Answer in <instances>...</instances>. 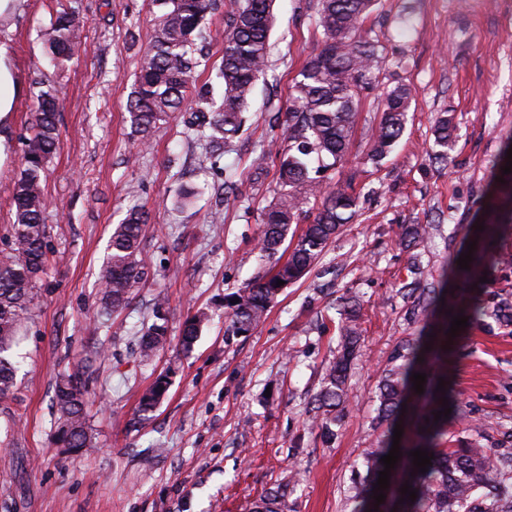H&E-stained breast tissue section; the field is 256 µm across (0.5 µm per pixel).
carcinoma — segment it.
I'll return each instance as SVG.
<instances>
[{"instance_id":"obj_1","label":"carcinoma","mask_w":512,"mask_h":512,"mask_svg":"<svg viewBox=\"0 0 512 512\" xmlns=\"http://www.w3.org/2000/svg\"><path fill=\"white\" fill-rule=\"evenodd\" d=\"M380 0H317L315 25L322 29L319 50L304 62L294 79L284 112L288 146L276 150L279 190L274 200L261 210L265 228L258 242L261 256L273 259L281 248L288 258L258 274L251 284L224 295V313L229 331L245 335L259 325L283 290L309 272L336 236L350 223L358 210L359 195L350 184L333 188L324 185V172L343 165L350 148L351 125L361 96L371 80L378 58V41L363 29ZM273 0H230L224 11V54L214 68V79L222 88L220 101L211 98V89L195 91L197 121L191 125L196 137L205 142V158L215 164L224 155V145L241 131L257 82L266 75L269 35L273 26ZM166 11L160 17L138 69L135 88L125 110L138 144L146 146L159 122L186 108L187 92L194 85V74L201 61L196 57L197 41L203 38L206 15L215 0H162ZM48 44L54 59L69 61L81 48L80 26L73 12L56 13L48 28ZM413 100L410 85L398 83L382 99L380 118L369 129L368 161L378 164L387 158L400 140L408 122ZM63 99L55 89L39 91L29 136L25 138L23 167L13 186L14 221L8 225L10 252L0 259V403L16 399V375L21 361L14 354L17 333L38 298L40 273L51 252V228L45 224L49 206L45 194L48 163L59 149L58 121ZM452 117L441 114L435 124L434 159L448 156ZM512 149V132L504 137L500 158L492 164L497 196L489 206L493 219L484 230L467 236L476 242L469 269L462 270L453 258L445 279L418 293L413 315L441 318L443 325L463 315L477 325L488 314L480 299L486 284L480 282L495 268L512 260L501 252L496 240L512 231V172L503 173ZM318 202L314 217L304 205ZM148 213L127 210L114 225L100 273V322L126 308L144 278L141 257L143 228ZM304 224L301 233H290L294 224ZM399 242L406 249H417L433 235L431 224H402ZM459 278L472 288V296L461 304L448 298L444 290L448 278ZM284 284L279 286L277 281ZM166 301H155L157 321L138 341L141 360L148 361L167 343L168 323L161 311ZM342 317L338 324L336 354L329 360L323 385L313 399L315 416L305 422L308 431L333 435L336 414L349 401L347 372L360 348L359 304L353 296L341 297ZM208 319L204 311L187 318L180 342L189 349ZM401 363L386 370L378 385V424L385 427L375 447L363 450L355 474V506L352 512H380L391 506L385 500L374 507L373 484L384 470L380 459L393 444L395 426L403 428L400 458L390 469V481L407 483L416 491L413 501L404 500L396 512H512V499L495 492L500 479L509 476L505 460L490 448H477L467 441L455 448L441 446L448 430V419H435L444 410L443 400L457 409L452 383L448 380V331L435 333L426 323L419 334L398 353ZM426 374L424 393L413 388L412 374ZM444 389H438L439 379ZM169 388L168 377L160 374L142 395L140 412L153 411ZM88 383L83 375L62 371L56 385V417L53 443L78 454L90 447ZM421 449L434 454L427 471L414 466L410 452ZM291 481L270 487L256 502L253 512H287ZM491 488L486 500L475 496L481 486Z\"/></svg>"}]
</instances>
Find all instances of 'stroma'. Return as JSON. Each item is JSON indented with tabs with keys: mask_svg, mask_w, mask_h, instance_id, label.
I'll list each match as a JSON object with an SVG mask.
<instances>
[{
	"mask_svg": "<svg viewBox=\"0 0 512 512\" xmlns=\"http://www.w3.org/2000/svg\"><path fill=\"white\" fill-rule=\"evenodd\" d=\"M62 9L76 12L83 49L56 66L45 33ZM161 12L158 0H20L0 19V42L23 85L0 160V253L8 249L37 81L65 99L45 186L53 254L19 331L18 400L0 411V512H249L295 471L301 478L288 512H351L355 463L379 435L378 381L419 329L403 289L439 281L481 216L490 166L512 132V0H382L368 17L380 62L354 119L348 160L328 173L333 184L354 178L360 209L265 322L241 336L228 334L222 298L258 272L257 216L277 189V158L267 157L259 177L251 162L269 142L285 140L270 115L321 44L316 0H276L267 75L241 135L215 167L203 160V142L188 137V113L172 116L146 147L127 122L125 104ZM400 82L414 95L406 131L377 167L365 159L367 132L385 89ZM443 112L453 116L454 135L447 163L435 164L429 151ZM184 185L198 194L173 208ZM134 206L151 216L146 279L101 329L98 272L113 224ZM434 219L440 226L422 249L417 278L398 227ZM346 292L358 298L363 341L348 373L350 404L327 443L303 425L337 343L334 305ZM160 293L169 342L143 361L138 338ZM205 308L212 320L182 350V323ZM65 368L91 372L95 446L81 456L50 442L56 375ZM164 372L163 402L139 415L142 392ZM448 372L462 409L448 423V447L467 440L512 452V322L488 318L458 331Z\"/></svg>",
	"mask_w": 512,
	"mask_h": 512,
	"instance_id": "35a3bbf8",
	"label": "stroma"
}]
</instances>
